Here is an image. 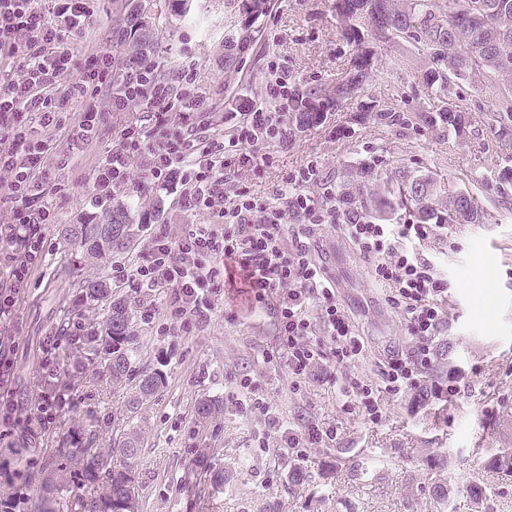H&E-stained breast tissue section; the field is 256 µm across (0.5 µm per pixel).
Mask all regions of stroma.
I'll return each mask as SVG.
<instances>
[{"instance_id": "stroma-1", "label": "stroma", "mask_w": 512, "mask_h": 512, "mask_svg": "<svg viewBox=\"0 0 512 512\" xmlns=\"http://www.w3.org/2000/svg\"><path fill=\"white\" fill-rule=\"evenodd\" d=\"M153 22L154 61L173 86L192 72L204 94V110L214 128L236 132L235 113L247 105L274 108L266 96L276 64H287L302 84L331 88L341 81L357 48L371 50V73L363 88L326 114L316 126L296 132L287 148L258 145L263 159L256 168L229 174L225 207H234L239 192L277 202L284 177L317 164L320 182L308 193L321 198L325 188L345 177L372 169L369 193L383 191L400 173L428 178L438 185L474 196L485 213L480 224H443L430 229L416 247L448 275V297L439 356L428 372L440 380L458 372V393L450 401L420 398L408 390L381 393L383 418L370 423L361 408L345 406L332 384L306 380L294 387L288 369L277 358L270 315L254 309L244 295L230 292L209 325L191 336H170L142 317L147 306L164 308L166 295L138 292L114 279L113 262L135 268L149 235L148 225L176 228L207 224L211 218L181 206L182 192L132 193L114 196L113 205L130 209L134 245L88 260L63 236L66 226L100 219L90 206L91 169L115 133L106 130L91 141L75 165L64 171V193L57 200V221L47 229L53 250L49 266L35 268L17 318L11 327V388L15 400L30 404L63 372L45 375L43 347L62 335L64 320L79 308L85 281L101 280L113 298L132 314L135 364L162 376L159 390L129 414L127 383L109 384L100 360L76 381L81 402L50 425L53 448L85 441L84 426L97 420L94 447L108 449L120 431L132 428L142 438L136 471L137 512H436L435 484L448 488L447 512H512V475L487 469L486 459L512 448V183L505 185L508 205L485 192L500 170L512 167V147L491 128L500 108L501 81L483 75L453 79L448 100L468 117L465 135L455 136L417 119L434 110L439 93L427 79L431 57L422 43L396 38L379 42L365 30L363 45L347 39L334 0H265L252 14L245 0H142ZM121 0H94L97 22L74 47L77 56L109 50L115 31L127 24ZM252 24L255 39L234 65L224 61V43L243 24ZM324 265L335 280L340 300L351 309L369 347L359 363L339 368L338 377L381 383L390 349L407 341L404 320L386 301L387 286L373 282L371 262L337 230L321 231ZM258 382V396L276 410L288 428L326 431L309 448L289 447L285 438L262 439L260 416L247 412L249 395L243 375ZM213 401L208 418L198 406ZM384 457L388 469L373 473L366 453ZM448 457L446 471L427 467L429 453ZM297 463L307 473L299 485L288 480ZM486 490L484 503L469 491L472 480Z\"/></svg>"}]
</instances>
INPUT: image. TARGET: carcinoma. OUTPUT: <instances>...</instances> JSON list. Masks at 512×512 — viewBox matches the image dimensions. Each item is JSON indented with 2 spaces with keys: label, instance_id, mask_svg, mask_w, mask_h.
Segmentation results:
<instances>
[{
  "label": "carcinoma",
  "instance_id": "carcinoma-1",
  "mask_svg": "<svg viewBox=\"0 0 512 512\" xmlns=\"http://www.w3.org/2000/svg\"><path fill=\"white\" fill-rule=\"evenodd\" d=\"M125 7L135 15L133 33L123 30L117 34L116 44L129 39L138 43L136 56L145 65H153L149 36V22L143 16L139 0H126ZM336 15L349 22L347 35L359 44V23H371L384 40L409 38L422 42L431 51L436 68L427 73L440 92L448 90L449 80L466 73L479 72L507 82L502 111L497 116L498 133L512 140V0H448V12L435 10L431 0H335ZM453 22L456 33L450 36L448 22ZM371 70L370 54L358 50L350 62L344 79L332 91L298 87L297 101L292 109L291 124L301 130L321 123L324 113L336 105L335 95L346 88L361 89ZM420 118L457 136L465 133L464 114L441 99L435 112H422ZM401 194L414 206L419 221L434 224L480 223L482 211L473 197L461 193L457 200L443 197L445 190L429 179L411 178L402 174L396 179ZM364 180L351 182L345 191L352 214H364ZM68 240L86 249L92 255L122 251L128 248L132 237L128 209L119 206L112 210V233H104L99 224H74L65 230ZM87 305H96L110 295L101 281H88L83 286ZM130 313L126 304L113 301L109 305L104 330L92 335L88 343L92 350L104 356V367L109 378L118 382H134L132 395L127 400V411L138 412L143 400L154 394L162 384L157 374L136 373L135 353L129 347ZM141 439L131 430L107 452L95 448H57L45 461L34 466V457L20 456L13 463L23 467L36 481L44 467L57 466L69 472L83 493L67 499L62 491L45 490L28 498L26 512H131L136 507L134 474L140 461ZM488 468L512 473V448H503L486 461Z\"/></svg>",
  "mask_w": 512,
  "mask_h": 512
}]
</instances>
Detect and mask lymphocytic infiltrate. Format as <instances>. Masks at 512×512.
Returning a JSON list of instances; mask_svg holds the SVG:
<instances>
[{
  "label": "lymphocytic infiltrate",
  "instance_id": "lymphocytic-infiltrate-1",
  "mask_svg": "<svg viewBox=\"0 0 512 512\" xmlns=\"http://www.w3.org/2000/svg\"><path fill=\"white\" fill-rule=\"evenodd\" d=\"M53 11L49 19L37 10L36 0H0V52L23 55L20 76L0 72V183L6 185L0 205L9 215L0 224V323H12L34 268L47 264L46 227L57 221L53 199L61 191L59 166L47 141L31 140V123L66 129L68 155L75 158L111 128L114 115L136 102L148 123H125L98 158L91 173L93 204L103 205L119 190L156 192L178 184L187 209L216 210L219 221L181 234L160 226L135 273L116 263L113 277L131 278L137 288L151 292L172 291L175 301L165 309L162 330L190 336L223 304L227 273L238 275L248 300L273 311L278 358L294 384L312 376L333 382L345 405L359 406L371 422H379L378 390L396 395L418 387L435 357L448 279L412 247L426 237L427 225L349 219L335 196L317 201L307 193V184L319 176L313 164L286 178L279 190L283 205L244 197L233 208H219L226 171L256 167V145L281 147L290 139L297 80L284 67L276 68L268 87L278 107L242 113L229 139L202 124L201 92L174 90L159 66L134 60L113 84L107 105L89 101L78 124L65 127L72 100L111 76L113 55L96 52L83 62L73 60L71 41L96 22L90 0H54ZM66 71L72 72V82L56 86V77ZM327 224L337 225L372 259L374 280L390 285L389 300L404 314L409 345L384 364L378 388L358 379L340 381L334 374L336 367L360 362L367 344L322 266L318 238ZM313 309L319 313L316 325L309 315ZM13 348L11 334L0 337V440L18 432L36 434L79 402L72 386L40 393L30 409L14 401L8 381Z\"/></svg>",
  "mask_w": 512,
  "mask_h": 512
}]
</instances>
